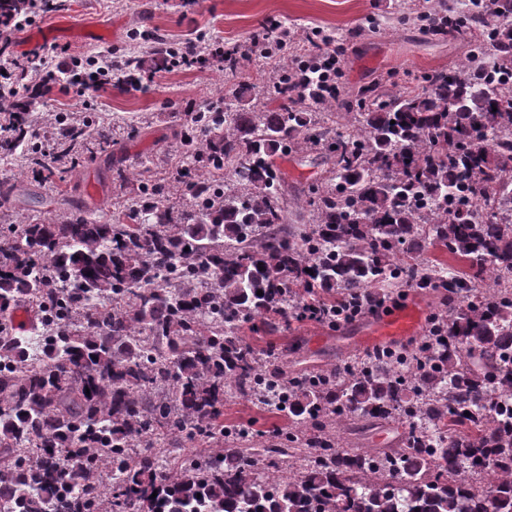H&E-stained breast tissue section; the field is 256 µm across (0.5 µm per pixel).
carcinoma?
I'll return each instance as SVG.
<instances>
[{
  "instance_id": "carcinoma-1",
  "label": "carcinoma",
  "mask_w": 512,
  "mask_h": 512,
  "mask_svg": "<svg viewBox=\"0 0 512 512\" xmlns=\"http://www.w3.org/2000/svg\"><path fill=\"white\" fill-rule=\"evenodd\" d=\"M32 8L0 0V18ZM508 18L512 0L453 16L451 32L483 29L462 67L427 74L420 90L362 87L339 128L305 110L322 87L293 70L274 86L275 109L234 92L194 113L180 146L199 174H183L192 205L177 219L154 183L110 223L71 214L0 233V323L25 301L41 322L29 335L0 330V512H512ZM245 57L226 47L224 68ZM11 108L0 156L31 126L34 106ZM108 142L73 126L61 155L75 164ZM312 146L332 177L294 241L273 156ZM434 244L492 285L400 262ZM386 284L455 296L423 362L394 352L385 371L281 379L239 336L271 313L299 317L309 297L332 306ZM270 388L294 430L237 447L224 394ZM394 417L407 426L398 447L344 449L348 425ZM226 432L225 447L176 465L149 451Z\"/></svg>"
}]
</instances>
